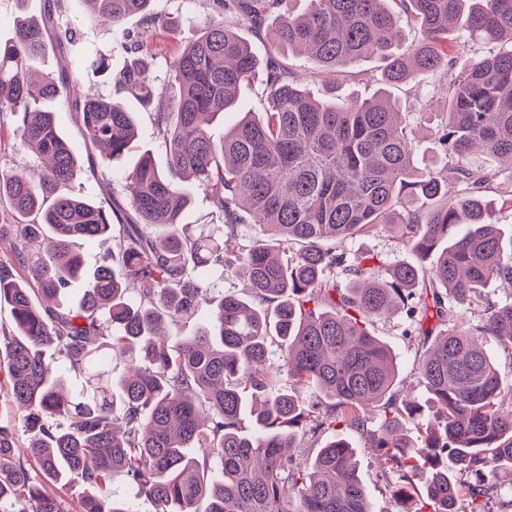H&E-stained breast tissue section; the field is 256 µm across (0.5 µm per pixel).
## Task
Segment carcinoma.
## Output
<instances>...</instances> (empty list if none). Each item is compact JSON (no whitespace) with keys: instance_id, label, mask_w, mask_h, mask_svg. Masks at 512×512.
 <instances>
[{"instance_id":"1","label":"carcinoma","mask_w":512,"mask_h":512,"mask_svg":"<svg viewBox=\"0 0 512 512\" xmlns=\"http://www.w3.org/2000/svg\"><path fill=\"white\" fill-rule=\"evenodd\" d=\"M79 2L88 19L119 29L145 19L142 31L124 33L131 62L114 69L105 54L70 58L77 30L52 8L0 42V110L48 163L37 181L21 172L0 178V199L23 217L0 224V302L13 323L0 335V360L32 434L23 453L0 427V512H73L63 497L45 494L47 482L84 486L78 512H133L111 496L118 476L155 512H195L203 498L208 512H371L346 439H331L309 462L290 453L308 425L343 426L365 439L381 474L396 479L390 512H457L461 498L466 512H490L500 474L512 468V388L490 352L495 344L512 357V300L481 295L492 281L512 284V252L486 201L499 180H512V0H399L423 32L405 50L388 0H311L300 15L289 0H205L199 35L166 56L159 87L147 77L149 61L178 21L152 14V0ZM271 12L276 46L322 74L337 77L376 57L389 86L435 78L427 95L443 103L440 164L415 170L414 130L389 98L322 101L274 60L263 116L215 139L211 118L234 108L259 65L226 18L259 28ZM474 41L496 51L456 71L455 50ZM51 44L63 64L40 76L34 63ZM84 68L114 91L75 93L70 102L101 177L135 146L143 110L167 156L161 169L142 154L125 199L106 207L69 190L77 148L55 113L35 106L66 92ZM187 181L208 192L223 223L187 222ZM248 222L265 233L243 246L238 226ZM396 224L412 251L436 260L395 264L375 281L380 259L352 257L345 244ZM89 238L107 251L91 271L76 250ZM326 240L340 249L323 248ZM212 269L246 278L248 298L213 296L217 285L205 277ZM338 270L348 285L336 281ZM76 280L82 296L62 305ZM480 303L479 317L461 320ZM399 304L411 318L406 335L423 339L418 377L434 408L415 440L398 425L420 410L418 401L396 389L395 356L369 328ZM205 306L206 325L169 344L168 324ZM432 320L450 329L431 340ZM116 352L131 369L115 379ZM65 370L84 375L81 387L65 388ZM285 372L290 390L280 383ZM308 388L330 403H306ZM246 411L254 433L239 426ZM375 416L381 424L372 430Z\"/></svg>"}]
</instances>
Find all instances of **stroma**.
<instances>
[{"label":"stroma","instance_id":"1","mask_svg":"<svg viewBox=\"0 0 512 512\" xmlns=\"http://www.w3.org/2000/svg\"><path fill=\"white\" fill-rule=\"evenodd\" d=\"M155 12L162 16L178 20L176 44H185L197 37L198 26L193 23L194 15L203 10L202 0H154ZM57 12L69 20L79 32V40L74 46V53L84 51L101 52L112 57L114 66L128 62L130 55L124 47L123 30H135L140 26L139 19L133 18L126 22L124 29H116L104 22L86 20L85 13L76 0H58ZM265 79L263 69H256L251 79L242 89L238 105L235 109L225 112L222 118L211 121L210 132L214 137H221L229 128L234 126L245 115H258L262 110L260 95ZM303 86L315 97L328 98L336 94L342 99H366L377 91L383 90L381 66L377 60L366 59L352 63L345 68L335 88H328L322 80L304 78ZM404 112L407 123L416 125L419 133V146L413 157L417 168L430 166L437 159L436 144L433 134V123L419 122V112L428 110V103L419 101L409 95L407 87H395L391 90ZM136 152L113 160L110 183L103 184L94 178L88 170H80L71 185L72 190L95 203L108 200L110 195H123L126 177L133 169L140 153H152L158 166H165L166 154L159 148L152 136L148 116L140 118V135L136 144ZM21 168L27 169L32 176H41L43 166L35 155L25 150L14 134V124L9 112H0V173ZM346 246L352 252L360 255L376 254L381 261L376 265V278L383 279L388 275V269L394 264L414 261L413 252L406 247L396 229L383 228L370 235L359 236L347 241ZM407 318L405 310H398L385 318L377 319L373 332L393 351L398 364V385L403 389L413 390L418 400H425L426 392L418 383L417 364L423 352L417 337L406 335ZM344 436L352 442L357 452L359 476L366 487L372 512H385L389 505L390 488L385 478L381 477L375 460L370 451L364 447V440L355 432L345 431Z\"/></svg>","mask_w":512,"mask_h":512}]
</instances>
